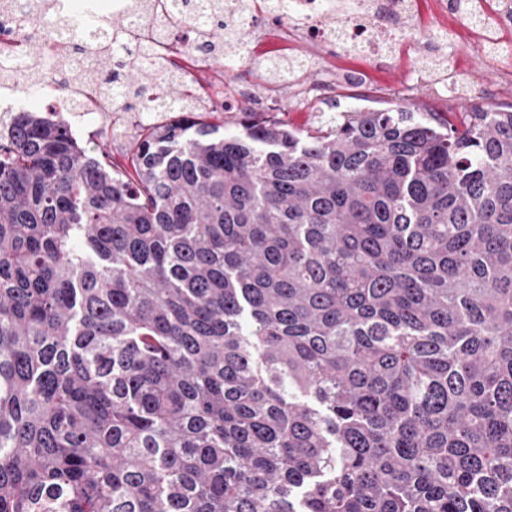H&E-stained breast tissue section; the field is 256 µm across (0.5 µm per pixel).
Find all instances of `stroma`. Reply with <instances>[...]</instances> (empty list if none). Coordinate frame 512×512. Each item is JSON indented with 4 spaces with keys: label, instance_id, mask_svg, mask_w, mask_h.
I'll return each mask as SVG.
<instances>
[{
    "label": "stroma",
    "instance_id": "obj_1",
    "mask_svg": "<svg viewBox=\"0 0 512 512\" xmlns=\"http://www.w3.org/2000/svg\"><path fill=\"white\" fill-rule=\"evenodd\" d=\"M409 39L413 47L408 53L385 61L340 52L320 42L300 41L291 47L275 43L232 72L220 60L195 63L189 69L188 84L199 111L228 128L238 113L266 114L274 108L289 127L311 131L336 112L357 107L365 95L445 115L463 103L462 90L473 82L484 87L482 107L512 105V89L504 86L496 65L467 35L456 36L465 46L459 55L451 45L435 43L422 32L410 33ZM291 54L311 58L314 65L290 82L278 81L271 62ZM137 123L134 113L114 118L101 111L79 140L107 152L113 166L121 168Z\"/></svg>",
    "mask_w": 512,
    "mask_h": 512
}]
</instances>
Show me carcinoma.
<instances>
[{"label": "carcinoma", "instance_id": "1", "mask_svg": "<svg viewBox=\"0 0 512 512\" xmlns=\"http://www.w3.org/2000/svg\"><path fill=\"white\" fill-rule=\"evenodd\" d=\"M121 44L89 89L183 110L123 170L0 134V512H512V110L229 132Z\"/></svg>", "mask_w": 512, "mask_h": 512}]
</instances>
